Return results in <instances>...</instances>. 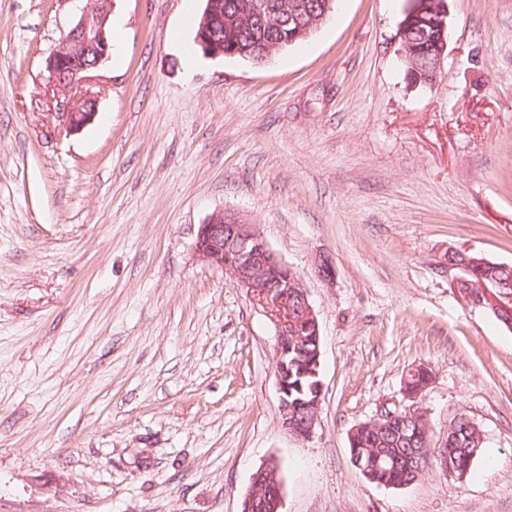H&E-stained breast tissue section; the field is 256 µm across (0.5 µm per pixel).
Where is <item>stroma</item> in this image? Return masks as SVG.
Wrapping results in <instances>:
<instances>
[{
	"label": "stroma",
	"mask_w": 512,
	"mask_h": 512,
	"mask_svg": "<svg viewBox=\"0 0 512 512\" xmlns=\"http://www.w3.org/2000/svg\"><path fill=\"white\" fill-rule=\"evenodd\" d=\"M407 5L337 0L255 65L197 49L204 0H113L97 115L65 136L45 59L82 4L0 0V512H240L272 457L282 512H512V330L441 263L512 264V0H448L431 86L397 54ZM222 210L308 290L310 438L281 425L272 324L195 256ZM420 365L436 437L464 413L484 454L370 482L349 435Z\"/></svg>",
	"instance_id": "1"
}]
</instances>
